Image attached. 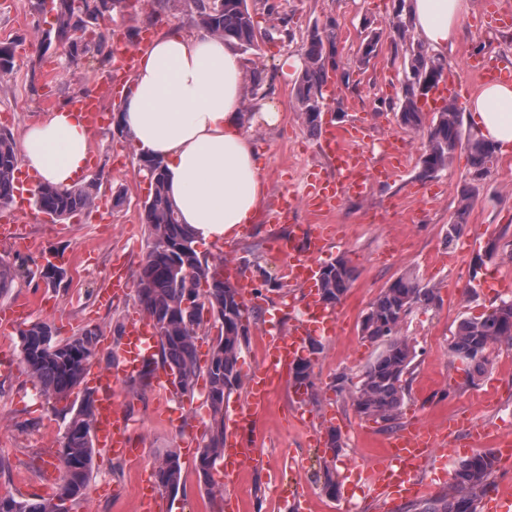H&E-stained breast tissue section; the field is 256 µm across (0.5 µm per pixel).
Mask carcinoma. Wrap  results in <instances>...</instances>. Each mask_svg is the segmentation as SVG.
Here are the masks:
<instances>
[{
	"label": "carcinoma",
	"mask_w": 512,
	"mask_h": 512,
	"mask_svg": "<svg viewBox=\"0 0 512 512\" xmlns=\"http://www.w3.org/2000/svg\"><path fill=\"white\" fill-rule=\"evenodd\" d=\"M125 0H31V9L38 15L53 14L52 26L42 31L39 44L62 45L67 63L77 67L93 55L105 64L112 63V34L100 32L95 40L83 34L104 17H112L115 2ZM196 25L202 31L226 41L233 40L248 50L256 29L247 0H191ZM335 27L314 28L303 45L304 67L295 88V97L304 123L311 129L321 123L322 88L330 78L326 65L327 49H335ZM13 49L0 44V76L14 71ZM404 98L399 105L400 125L425 138L422 175L431 176L448 168L457 149H465L470 157V178L458 192V207L448 229V242L460 234L470 210L480 194L482 181L495 160L496 147L471 134L461 138L462 109L453 100L427 119L419 106L413 79L433 71L444 79L443 62L428 54L422 43H409L404 60ZM149 166L147 176L150 192L143 202V220L147 226V252L138 274L137 300L153 323L159 355H150L142 368L129 376L127 385L135 390L149 384L158 366L180 379L174 389L177 396L193 393L201 373L197 362L196 342L206 329L205 314L222 323L223 333L213 338L207 367L206 402L210 421L200 438L196 458L199 481L207 494L216 493L213 478L216 464L224 457V404L242 383L238 361L247 334L239 329L250 322V309L239 299L237 289L224 279L222 267L200 257L188 225L180 222L169 200L162 162L139 157ZM19 159L15 141L0 131V205L12 202L17 190L15 172ZM98 182L62 190L42 183L34 191L39 211L54 219H63L78 210L94 205ZM17 270L0 256V293L9 288ZM354 279L353 268L339 259L325 265L320 272L319 292L338 304ZM439 301L435 288L421 283L413 273H404L381 290L362 322V335L380 345L374 359L362 370L358 382L341 374L335 387L348 393L356 412L366 418L393 424L403 404L408 376L417 357L415 346L401 332L405 318L416 308H430ZM21 361L47 398L66 400L81 384L88 367L98 354V331L87 328L66 341L54 339L53 327L45 321L31 322L19 329ZM495 345L512 347V299L503 300L489 313L467 316L457 325L448 353L452 360L466 364L467 378L479 379L487 371V350ZM294 383L313 394L311 362L295 373ZM93 393L84 395L78 407L71 408L67 423L69 437L60 450L63 466L62 484L52 500L37 496L19 498L0 495V512H70L71 503L84 497L97 453L92 438ZM328 448L323 458L321 490L335 498L339 481L333 459L342 443L336 430L328 434ZM497 459L489 450L479 451L455 466L448 493L413 506L414 512H478L482 497L493 484ZM156 478L163 493L178 492L182 484L180 455L167 449L157 457Z\"/></svg>",
	"instance_id": "cac0c4a2"
}]
</instances>
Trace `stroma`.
I'll list each match as a JSON object with an SVG mask.
<instances>
[{
    "mask_svg": "<svg viewBox=\"0 0 512 512\" xmlns=\"http://www.w3.org/2000/svg\"><path fill=\"white\" fill-rule=\"evenodd\" d=\"M247 2L262 44L260 50L244 52L245 66L265 72L262 102L280 114L273 126L255 118L243 126L264 164L266 196L253 224L239 236L201 249L209 262L230 259L239 277L261 289L252 304L248 342L238 363L241 373H249L262 360L266 327L291 324L304 307V293L288 285L274 241L288 238L294 225L309 223V214L296 206L278 224L269 223L267 214L284 198L302 197L314 175L334 173L320 146V132L311 131L299 112L294 96L298 72L283 68L287 59L302 60V46L313 27L335 24L336 55L350 74L348 81L335 80L325 88L329 109L322 114L323 123L361 121L366 147L378 166L385 162L386 140L405 136L403 167L390 179L373 182L366 197L345 199L329 218L333 241L318 262L345 260L354 269V280L336 307L335 334L322 336L324 349L313 358L317 403L303 401L289 386L274 393L253 428L259 437L257 463L239 469L229 481L222 470H215L221 496L213 499L200 488L194 469L200 436L209 422L206 377L198 378L193 396L183 398L152 386L135 393L119 385L120 405L132 423L133 453L126 460L97 453L86 495L72 512H138L141 480L145 471L155 470L164 448L176 450L184 464V488L168 512H226L229 500L233 512H291L280 491L296 480L311 498V512H340L342 500L328 498L317 477L321 451L315 442L329 429L341 434L335 465L346 491L356 469L381 453L392 432L413 423L465 421L496 437L512 425V356L503 347H491L488 373L472 385L463 364L448 355L460 319L490 312L500 300L512 297L510 290L491 295L480 286L494 270L512 278V262H477L494 238L512 241V151L497 152L459 245H450L448 227L455 218L457 192L469 179V156L458 149L446 170L428 178L419 175L424 140L404 132L398 121L406 45L394 43L390 22L399 0ZM486 8L487 0H470L462 37L445 58L466 92H477L481 80L465 69V56L512 66V27L480 26ZM45 26L44 17L32 13L29 0H0V43L12 47L15 60L8 89L0 91V129L22 140L30 126L68 106L76 92L95 97L109 119L93 132L86 178L99 180L100 188L95 206L62 220L47 218L34 207L23 214L10 206L0 209V225L16 227L14 235L0 238V256L24 271L38 267L42 254L53 249L68 272L56 288L25 278L22 272L0 294V311L29 302V321L51 323L60 340L97 328L95 365L104 368L122 342L118 328L139 309L135 286L148 237L142 205L149 188L138 170L139 153L130 138L117 135L114 123L132 71L119 56L106 67L94 58L79 68L68 66L61 46L38 49V32ZM108 26L114 47L124 50L138 48L146 29L155 36L173 27L189 34L198 31L187 0L168 9L151 0H128L126 7L113 12ZM367 30L382 38L378 56L363 67L356 62V52ZM116 263L124 268L128 288L104 305L98 292ZM408 271L437 288L441 303L413 310L402 324L418 356L400 416L389 428L359 416L347 394L336 393L332 385L342 373L358 378L374 359L378 345L363 338L361 322L380 291ZM0 346L5 349L0 360V459L9 465L0 475V494H15L27 486L42 498H54L57 488L45 475L60 466L57 452L66 421L53 401L40 395L23 365L17 330L0 331Z\"/></svg>",
    "mask_w": 512,
    "mask_h": 512,
    "instance_id": "35a3bbf8",
    "label": "stroma"
}]
</instances>
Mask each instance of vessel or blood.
<instances>
[{"instance_id":"vessel-or-blood-1","label":"vessel or blood","mask_w":512,"mask_h":512,"mask_svg":"<svg viewBox=\"0 0 512 512\" xmlns=\"http://www.w3.org/2000/svg\"><path fill=\"white\" fill-rule=\"evenodd\" d=\"M466 64L488 82L512 78V68L477 56L468 57ZM322 147L331 157L336 174L331 178L313 177L303 204L315 211L331 212L345 198L364 195L365 175L374 168L363 148V135L358 127L324 126ZM330 244L329 233L313 235L306 225L299 224L295 227L294 238L278 246L288 270L289 283L307 291L306 313L288 329H277L270 334L263 362L250 372L245 411L226 422L231 438L224 448L225 469H233L251 459L256 442L248 438L247 431L265 410L276 388L283 386L284 371L300 356L308 336L319 331L328 335L336 332V311L323 305L317 294L308 289L309 282L316 279L319 271L314 256L328 250ZM155 344L150 320L141 315L133 316L125 326L121 370L92 373V390L96 397L95 445L113 458H126L129 444L126 415L115 394L119 377L136 373ZM451 439L450 432L426 425L406 429L386 444L382 455L367 467L365 477L383 500L414 498L424 490L419 474L427 454L443 452Z\"/></svg>"}]
</instances>
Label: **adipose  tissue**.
Returning a JSON list of instances; mask_svg holds the SVG:
<instances>
[{
  "label": "adipose tissue",
  "mask_w": 512,
  "mask_h": 512,
  "mask_svg": "<svg viewBox=\"0 0 512 512\" xmlns=\"http://www.w3.org/2000/svg\"><path fill=\"white\" fill-rule=\"evenodd\" d=\"M469 0H405L414 30L435 57L460 35ZM245 64L234 43L173 30L140 53L119 118L139 153L165 165L168 194L197 243L223 242L252 223L265 197L263 163L242 129ZM479 133L512 148V83L482 85L469 102ZM92 133L63 108L31 126L23 165L41 181L79 185Z\"/></svg>",
  "instance_id": "ef3b65f1"
}]
</instances>
